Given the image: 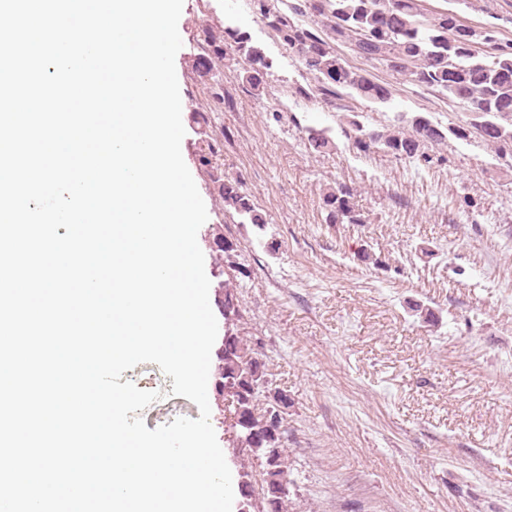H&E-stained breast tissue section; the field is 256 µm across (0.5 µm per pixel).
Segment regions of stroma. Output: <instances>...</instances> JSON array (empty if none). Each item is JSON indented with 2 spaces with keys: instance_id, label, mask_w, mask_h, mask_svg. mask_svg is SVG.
<instances>
[{
  "instance_id": "1",
  "label": "stroma",
  "mask_w": 512,
  "mask_h": 512,
  "mask_svg": "<svg viewBox=\"0 0 512 512\" xmlns=\"http://www.w3.org/2000/svg\"><path fill=\"white\" fill-rule=\"evenodd\" d=\"M228 24L264 51L262 92L243 83L235 60L212 77L196 73L204 29L218 36ZM178 30L182 153L208 212L198 243L209 302L226 331L220 284L233 278L236 325L288 395L290 512H512V171L474 138L430 147L426 163L358 152L343 134L347 111L380 131L402 116L445 129L469 114L373 63L391 85L388 102H315L305 95L311 75L251 0H184ZM201 118L265 230L216 199L199 160ZM310 127L328 129L335 150L310 149ZM338 185L354 189L359 223H326L322 195ZM213 224L235 244L231 259H219ZM417 304L434 321L415 315ZM122 378L160 392L139 413L148 429L199 418L157 364ZM209 403L240 482L224 404L214 395Z\"/></svg>"
}]
</instances>
